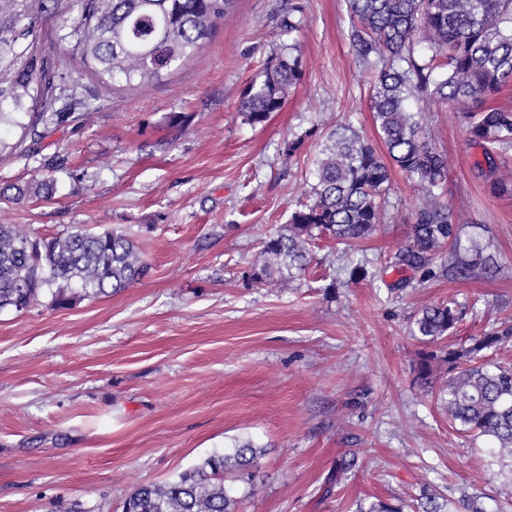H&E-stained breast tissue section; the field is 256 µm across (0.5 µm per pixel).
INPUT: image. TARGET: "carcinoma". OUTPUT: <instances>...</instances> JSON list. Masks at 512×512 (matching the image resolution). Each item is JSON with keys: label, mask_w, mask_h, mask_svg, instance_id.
<instances>
[{"label": "carcinoma", "mask_w": 512, "mask_h": 512, "mask_svg": "<svg viewBox=\"0 0 512 512\" xmlns=\"http://www.w3.org/2000/svg\"><path fill=\"white\" fill-rule=\"evenodd\" d=\"M237 0H0V160L9 158L38 127L68 122L74 100L54 108L67 77L52 70L44 49L46 26L79 66V74L114 91L150 86L189 63ZM349 37L356 62L375 74L370 108L385 155L347 123L332 131L314 163L316 183L290 215L286 228L265 240L257 284L291 280L311 262L310 241L324 236L347 248L380 223L393 165L417 180L425 195L413 213L409 241L391 267L427 277L466 280L496 269L488 245H464L454 210L437 191L448 176L446 158L426 137L412 98L448 104L460 114L468 141L482 148L474 166L498 171L497 154L512 150V109L487 102L512 83V0H348ZM299 78L298 57L281 54L264 79L249 85L240 111L252 123L279 111ZM499 153H494V150ZM47 177L0 188V198H48ZM32 236L0 224V310L24 311L46 295L62 307L79 298L119 293L140 281L148 265L121 231L82 227L40 237V259L23 244ZM462 320L454 301L424 307L412 333L430 346L453 335ZM512 344V327L473 336L469 345L423 352L416 382L432 383L433 363L446 365L439 396L448 420L473 437H486L496 454L512 459V365L487 361L486 352ZM262 450L251 441L214 454L172 481L143 484L128 495L124 512H237L238 498L224 472L250 474Z\"/></svg>", "instance_id": "obj_1"}]
</instances>
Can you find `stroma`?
I'll return each instance as SVG.
<instances>
[{
  "label": "stroma",
  "instance_id": "obj_1",
  "mask_svg": "<svg viewBox=\"0 0 512 512\" xmlns=\"http://www.w3.org/2000/svg\"><path fill=\"white\" fill-rule=\"evenodd\" d=\"M349 30L347 0H238L188 65L133 91L83 78L77 93L95 106L0 162V186L56 182L52 198L0 202V224L32 236L116 228L150 266L114 295L0 311V512H123L135 487L242 439L264 453L252 482L226 480L238 512H416L429 494L512 512V467L414 380L423 345L410 328L424 306L465 304L458 346L512 324V193L479 174L457 113L410 103L448 159L442 198L462 237L491 242L495 275L416 273L394 289L382 260L408 241L421 196L395 169L380 224L353 250L318 239L305 274L249 278L262 239L306 199L324 135L349 121L377 137L373 76ZM291 44L298 81L249 123L241 98ZM358 264L369 278L351 279ZM348 451L358 464L342 474Z\"/></svg>",
  "mask_w": 512,
  "mask_h": 512
}]
</instances>
